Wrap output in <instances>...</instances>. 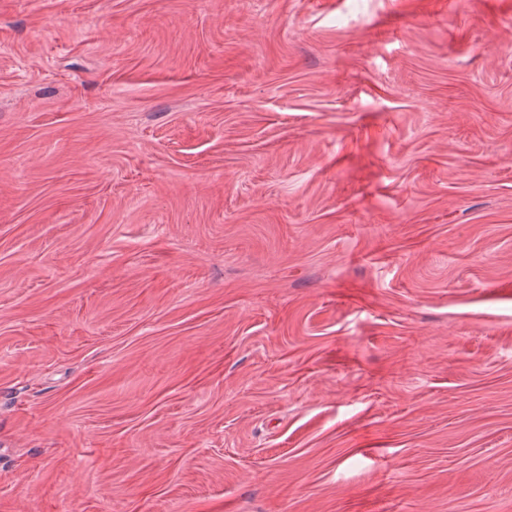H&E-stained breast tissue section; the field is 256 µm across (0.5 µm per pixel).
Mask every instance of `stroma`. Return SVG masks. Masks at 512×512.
Masks as SVG:
<instances>
[{"mask_svg": "<svg viewBox=\"0 0 512 512\" xmlns=\"http://www.w3.org/2000/svg\"><path fill=\"white\" fill-rule=\"evenodd\" d=\"M0 512H512V0H0Z\"/></svg>", "mask_w": 512, "mask_h": 512, "instance_id": "obj_1", "label": "stroma"}]
</instances>
